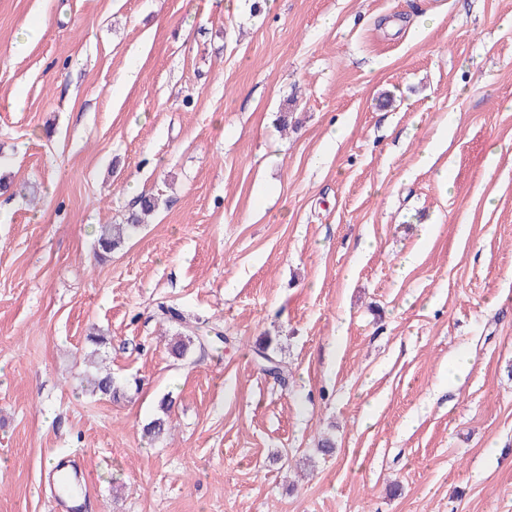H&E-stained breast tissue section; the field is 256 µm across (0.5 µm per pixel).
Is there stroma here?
Here are the masks:
<instances>
[{
    "label": "stroma",
    "mask_w": 512,
    "mask_h": 512,
    "mask_svg": "<svg viewBox=\"0 0 512 512\" xmlns=\"http://www.w3.org/2000/svg\"><path fill=\"white\" fill-rule=\"evenodd\" d=\"M0 180V512H512V0H0ZM141 217L136 211L132 213L126 221V224H112L105 229L103 237L98 240L99 254H111L118 249L125 240L134 237L140 230L142 224ZM161 314L170 322L177 323L182 331L175 334L169 342V350L177 359L186 357L191 347H198L204 351L206 346L211 347L214 344H224V330L218 326L201 328L194 326L182 315L175 310L161 307ZM79 387L92 395H112L113 400L120 397L121 388L115 383L111 372L85 375L80 379ZM62 466L56 471L58 493L54 498V510L58 512H82L86 509V497L83 492L85 480L76 469L70 472L74 482L70 481Z\"/></svg>",
    "instance_id": "35a3bbf8"
}]
</instances>
